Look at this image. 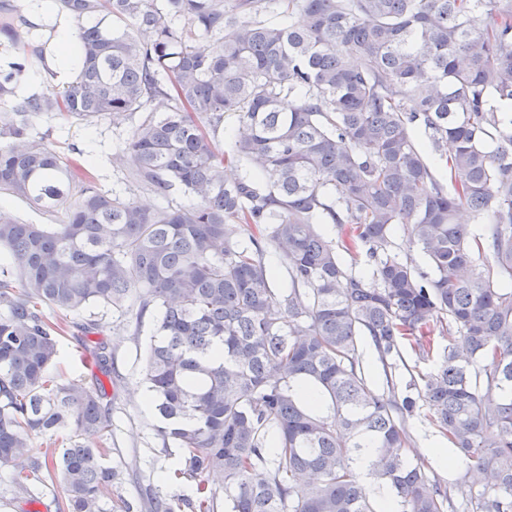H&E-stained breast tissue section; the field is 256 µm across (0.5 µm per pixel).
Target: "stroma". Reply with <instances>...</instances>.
<instances>
[{
    "mask_svg": "<svg viewBox=\"0 0 512 512\" xmlns=\"http://www.w3.org/2000/svg\"><path fill=\"white\" fill-rule=\"evenodd\" d=\"M130 131L131 125L125 120L115 122L107 118L90 125L54 115L38 120L33 134L45 137L49 146L65 157H73L77 152L92 155L95 165L91 174L98 188L106 192L121 191L127 185L129 164L122 158V149ZM76 318L91 319L98 325L95 333L87 336V343L102 340L112 349V371L99 375L84 365L76 339L64 336L53 369L65 383L99 384L101 402L111 413L112 437L108 442L110 452L106 463L116 471L117 479L111 500L103 504L104 512H146L143 494L148 485L160 496L180 503L179 512H189L182 502L192 498L194 483L183 478L158 480L160 469L170 467L171 462L156 450L153 413L136 400L137 392L144 388L143 360L154 328L152 319L139 323L135 320L134 309L113 312L100 307L83 310ZM403 426L411 437L412 447L408 451L411 462L424 464L431 474L445 481L455 482L466 475L467 463L447 470L434 462L433 449L446 446L447 441L432 423L428 407H420L406 417ZM14 471V466H0V512H55L53 501L63 495L57 482L45 481L29 497L16 492L12 484Z\"/></svg>",
    "mask_w": 512,
    "mask_h": 512,
    "instance_id": "35a3bbf8",
    "label": "stroma"
}]
</instances>
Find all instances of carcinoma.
<instances>
[{
  "label": "carcinoma",
  "mask_w": 512,
  "mask_h": 512,
  "mask_svg": "<svg viewBox=\"0 0 512 512\" xmlns=\"http://www.w3.org/2000/svg\"><path fill=\"white\" fill-rule=\"evenodd\" d=\"M53 2L79 23L73 83L16 104L14 76L0 75V194L53 220L0 217V465L33 436L49 445L18 488L48 473L66 512H101L112 495L110 449L75 441L110 435L101 391L52 368L68 314L133 297L137 319L156 313L144 364L155 444L175 459L166 479L195 481L193 512H384L368 475L398 512H450L449 483L405 456L402 419L419 400L471 463L476 512H512V0ZM273 3L288 23L265 18ZM22 28L45 62L41 27L0 8V35ZM52 113L137 118L131 184L196 203L150 211L101 191L92 159L80 177L31 134ZM227 115L241 132L223 154L211 137ZM226 160L245 176L225 181ZM398 224L428 270L395 251ZM446 330L457 335L417 397L398 393L400 342L425 358ZM365 342L382 394L360 364ZM82 356L107 371L105 343Z\"/></svg>",
  "instance_id": "cac0c4a2"
}]
</instances>
